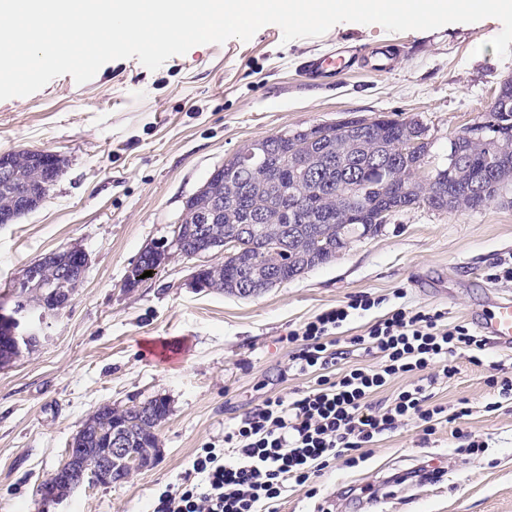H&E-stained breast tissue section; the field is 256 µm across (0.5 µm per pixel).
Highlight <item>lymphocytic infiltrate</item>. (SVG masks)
<instances>
[{"mask_svg": "<svg viewBox=\"0 0 512 512\" xmlns=\"http://www.w3.org/2000/svg\"><path fill=\"white\" fill-rule=\"evenodd\" d=\"M381 303L363 292L289 331L291 367L309 376V385L288 399H265L225 429L223 448L202 449L191 475L159 493L152 512H274L288 484L309 486L339 461L357 466L366 447L408 422L432 435L468 416V406L450 411L436 403L428 386L451 375L458 359L483 364L485 338L464 325L445 328L442 311L403 304L346 335L353 320ZM347 347L373 356L377 366L338 369ZM403 376L409 382L390 404L371 403L373 393Z\"/></svg>", "mask_w": 512, "mask_h": 512, "instance_id": "1", "label": "lymphocytic infiltrate"}]
</instances>
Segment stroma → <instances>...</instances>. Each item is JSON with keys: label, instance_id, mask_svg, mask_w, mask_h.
I'll return each mask as SVG.
<instances>
[{"label": "stroma", "instance_id": "stroma-1", "mask_svg": "<svg viewBox=\"0 0 512 512\" xmlns=\"http://www.w3.org/2000/svg\"><path fill=\"white\" fill-rule=\"evenodd\" d=\"M501 30L495 18L405 32L351 23L286 43L269 24L250 41L197 45L154 71L135 57L113 60L86 83L66 74L0 100V154L49 149L64 160L40 206L0 224V310H11L10 287L28 264L72 248L89 259L71 304L46 314L32 352L0 369V512H147L200 448L223 447L226 425L306 386L289 369L284 338L350 296L401 292L411 307L444 312L451 327L470 324L488 292L512 296V281L491 276L512 257V192L475 212L392 213L332 262L253 297L192 287L195 266L223 261L218 251L173 257L126 284L140 254L171 236L186 199L253 140L389 115L419 120L432 143L428 167L447 163L449 140L512 76V55L498 57L490 43ZM339 43L362 55L393 46L392 66L321 79L301 71L303 58ZM436 285L448 296L432 295ZM158 346L163 354L148 355ZM489 373L459 359L434 392L451 409L468 401L471 416L428 437L413 423L399 428L359 466L324 469L316 496L287 487L276 512H512V403L487 411ZM155 397L167 399L169 415L152 467L42 505L38 486L98 407ZM472 441L485 452L464 454ZM425 466L437 478L406 480Z\"/></svg>", "mask_w": 512, "mask_h": 512}]
</instances>
